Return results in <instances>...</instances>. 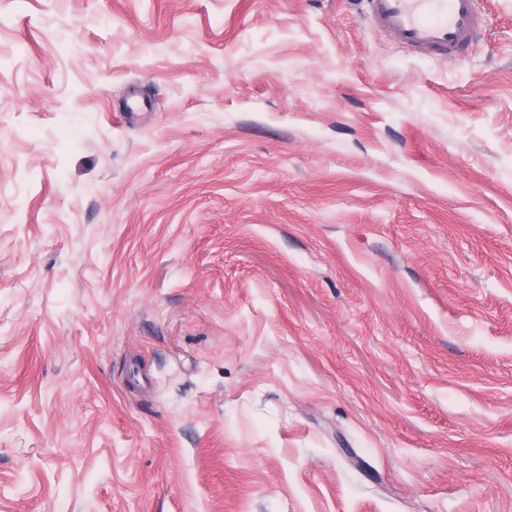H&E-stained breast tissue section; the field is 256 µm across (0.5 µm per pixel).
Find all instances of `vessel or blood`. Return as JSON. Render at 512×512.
<instances>
[{
	"instance_id": "b4317fda",
	"label": "vessel or blood",
	"mask_w": 512,
	"mask_h": 512,
	"mask_svg": "<svg viewBox=\"0 0 512 512\" xmlns=\"http://www.w3.org/2000/svg\"><path fill=\"white\" fill-rule=\"evenodd\" d=\"M372 24L424 56L454 58L482 26L477 0H365Z\"/></svg>"
}]
</instances>
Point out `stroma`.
Masks as SVG:
<instances>
[{
  "instance_id": "35a3bbf8",
  "label": "stroma",
  "mask_w": 512,
  "mask_h": 512,
  "mask_svg": "<svg viewBox=\"0 0 512 512\" xmlns=\"http://www.w3.org/2000/svg\"><path fill=\"white\" fill-rule=\"evenodd\" d=\"M0 0V512H512V0ZM372 24L424 56L454 58L482 27L477 0H364Z\"/></svg>"
}]
</instances>
